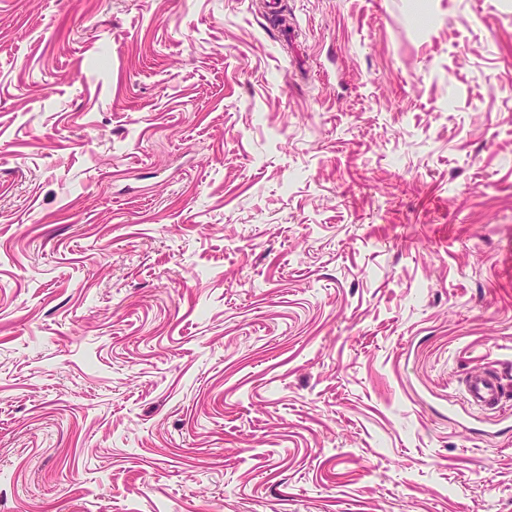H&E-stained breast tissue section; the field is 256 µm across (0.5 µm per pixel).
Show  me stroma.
Returning a JSON list of instances; mask_svg holds the SVG:
<instances>
[{
  "instance_id": "obj_1",
  "label": "stroma",
  "mask_w": 512,
  "mask_h": 512,
  "mask_svg": "<svg viewBox=\"0 0 512 512\" xmlns=\"http://www.w3.org/2000/svg\"><path fill=\"white\" fill-rule=\"evenodd\" d=\"M503 418L512 0H0V512H512ZM467 394L475 403L493 405L502 394V385L497 377L490 374H473L465 381Z\"/></svg>"
}]
</instances>
